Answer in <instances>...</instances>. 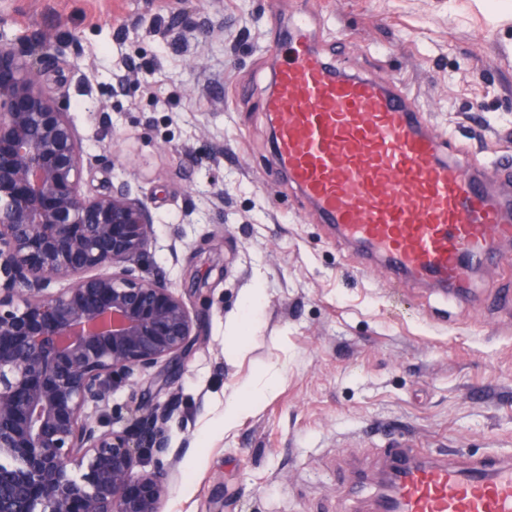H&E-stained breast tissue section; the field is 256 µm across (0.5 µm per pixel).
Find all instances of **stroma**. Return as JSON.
<instances>
[{"mask_svg": "<svg viewBox=\"0 0 512 512\" xmlns=\"http://www.w3.org/2000/svg\"><path fill=\"white\" fill-rule=\"evenodd\" d=\"M304 9L316 50L407 87L463 163L512 154V0L493 13L483 0H0V43L76 40L43 70L83 138V189L123 181L145 200L156 242L144 269L198 318L192 350L110 401L117 429L140 399L179 402L162 512H372L398 442L512 463V241L494 243L466 300L430 282L394 288L268 173L267 100ZM132 61L136 82L113 92ZM253 288L254 332L237 349L230 328ZM245 386L265 396L223 431L224 400Z\"/></svg>", "mask_w": 512, "mask_h": 512, "instance_id": "obj_1", "label": "stroma"}]
</instances>
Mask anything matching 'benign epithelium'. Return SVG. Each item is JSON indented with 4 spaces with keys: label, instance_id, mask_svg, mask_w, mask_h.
<instances>
[{
    "label": "benign epithelium",
    "instance_id": "benign-epithelium-1",
    "mask_svg": "<svg viewBox=\"0 0 512 512\" xmlns=\"http://www.w3.org/2000/svg\"><path fill=\"white\" fill-rule=\"evenodd\" d=\"M75 42L0 48V512H161L177 404L141 400L122 430L102 416L119 384L198 343L197 320L142 275L147 204L123 183L82 192V138L35 57Z\"/></svg>",
    "mask_w": 512,
    "mask_h": 512
}]
</instances>
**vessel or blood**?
<instances>
[{"label":"vessel or blood","instance_id":"1","mask_svg":"<svg viewBox=\"0 0 512 512\" xmlns=\"http://www.w3.org/2000/svg\"><path fill=\"white\" fill-rule=\"evenodd\" d=\"M306 19L288 31L267 112L276 131L272 167L335 225L369 246L401 288L432 278L461 283L488 258L489 236L512 235L484 167L445 159L409 92L391 82L332 71L311 49ZM396 479L376 512H512V466L486 459L459 469L392 451Z\"/></svg>","mask_w":512,"mask_h":512}]
</instances>
